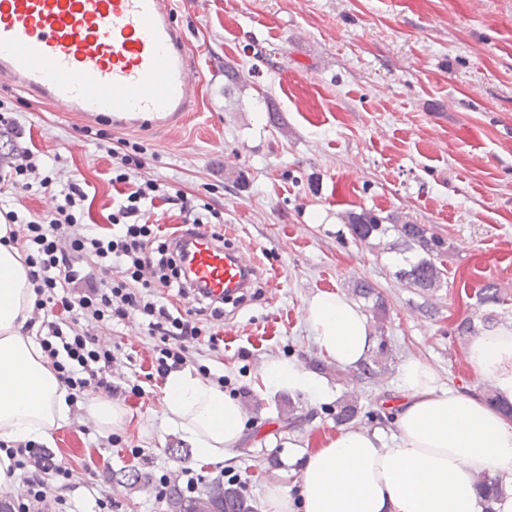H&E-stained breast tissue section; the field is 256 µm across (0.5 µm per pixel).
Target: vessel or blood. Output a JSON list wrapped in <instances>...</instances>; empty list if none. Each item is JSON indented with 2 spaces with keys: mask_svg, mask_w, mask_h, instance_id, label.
<instances>
[{
  "mask_svg": "<svg viewBox=\"0 0 512 512\" xmlns=\"http://www.w3.org/2000/svg\"><path fill=\"white\" fill-rule=\"evenodd\" d=\"M0 79L66 112L164 130L192 111L197 70L170 0H0ZM197 242L190 285L211 299L259 276L252 252Z\"/></svg>",
  "mask_w": 512,
  "mask_h": 512,
  "instance_id": "1",
  "label": "vessel or blood"
}]
</instances>
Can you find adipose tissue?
<instances>
[{"instance_id": "1", "label": "adipose tissue", "mask_w": 512, "mask_h": 512, "mask_svg": "<svg viewBox=\"0 0 512 512\" xmlns=\"http://www.w3.org/2000/svg\"><path fill=\"white\" fill-rule=\"evenodd\" d=\"M9 230L0 224V440L39 442L68 419L70 405L40 343L24 329L37 294L24 255L6 239ZM306 320L337 365L356 367L374 344L364 312L339 294L311 297ZM468 358L512 404V329L476 336ZM264 375L314 403L327 395L321 379L295 362L270 361ZM401 379L393 439L343 428L306 458L298 489L303 512H482L476 475H512V417L439 385L423 362H407ZM164 415L198 459L226 460L244 438L239 402L186 371L168 375Z\"/></svg>"}]
</instances>
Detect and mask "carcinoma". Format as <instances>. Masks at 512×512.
Wrapping results in <instances>:
<instances>
[{
    "mask_svg": "<svg viewBox=\"0 0 512 512\" xmlns=\"http://www.w3.org/2000/svg\"><path fill=\"white\" fill-rule=\"evenodd\" d=\"M346 223L351 233L364 243L381 240L393 233L396 241L389 244L388 250L400 256L395 276L422 292L433 291L441 286L443 269L442 257L448 252L445 239L429 231L423 224L406 221L398 214L381 216L370 210L346 214ZM355 295L365 300H373L372 308L385 310V302L375 287L366 281L353 283ZM479 306H503L507 299L502 296L497 284L488 282L475 293ZM359 409L353 403L336 407V423L349 424L356 420ZM477 487L483 496L484 512H495L494 504L503 499V480L500 478L481 479ZM162 503L165 512H256L251 500L239 488L216 484L205 494L187 497L178 485L169 486Z\"/></svg>",
    "mask_w": 512,
    "mask_h": 512,
    "instance_id": "obj_1",
    "label": "carcinoma"
}]
</instances>
